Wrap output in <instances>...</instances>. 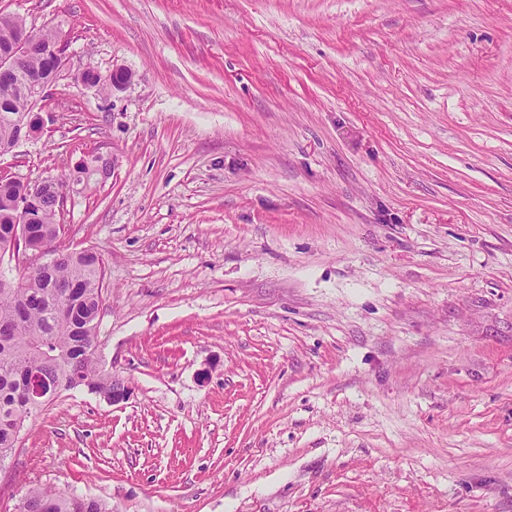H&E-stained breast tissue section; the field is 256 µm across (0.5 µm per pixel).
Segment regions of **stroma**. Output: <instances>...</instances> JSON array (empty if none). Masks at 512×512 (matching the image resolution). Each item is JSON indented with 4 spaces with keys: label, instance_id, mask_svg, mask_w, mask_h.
Here are the masks:
<instances>
[{
    "label": "stroma",
    "instance_id": "1",
    "mask_svg": "<svg viewBox=\"0 0 512 512\" xmlns=\"http://www.w3.org/2000/svg\"><path fill=\"white\" fill-rule=\"evenodd\" d=\"M69 74L9 174L68 180L99 366L31 487L112 512H512V0H0ZM128 70L112 96L86 68Z\"/></svg>",
    "mask_w": 512,
    "mask_h": 512
}]
</instances>
